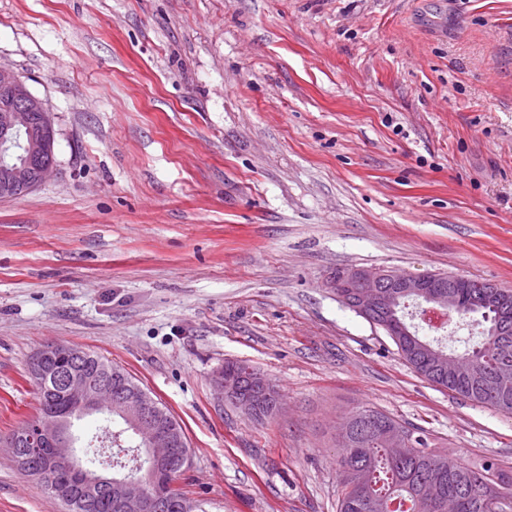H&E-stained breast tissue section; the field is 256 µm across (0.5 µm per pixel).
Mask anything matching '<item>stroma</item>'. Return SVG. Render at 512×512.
Instances as JSON below:
<instances>
[{"instance_id":"1","label":"stroma","mask_w":512,"mask_h":512,"mask_svg":"<svg viewBox=\"0 0 512 512\" xmlns=\"http://www.w3.org/2000/svg\"><path fill=\"white\" fill-rule=\"evenodd\" d=\"M0 66L53 112L58 160L0 200V435L63 343L176 417L201 512H336L362 407L512 473V415L419 376L324 286L512 289V0H0ZM228 361L277 413L217 398ZM0 512L65 509L2 451ZM248 374L241 372L240 370L229 373L224 372V368H220L213 375V387L221 399L224 401L225 396H237L239 393V387L241 380L244 378H250L254 384L255 389L261 393H267L269 390H273V385L261 374L253 373L251 369H248Z\"/></svg>"}]
</instances>
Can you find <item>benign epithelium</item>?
Listing matches in <instances>:
<instances>
[{"label":"benign epithelium","mask_w":512,"mask_h":512,"mask_svg":"<svg viewBox=\"0 0 512 512\" xmlns=\"http://www.w3.org/2000/svg\"><path fill=\"white\" fill-rule=\"evenodd\" d=\"M0 96L10 101L8 105L0 106V153L5 155L0 160V197L14 198L34 190L56 171L57 163L44 158L54 138L55 122L44 100L34 95L13 70L2 66ZM327 287L347 289L343 300L349 308L369 321L376 314H382L381 325L388 335L408 338L410 333L397 316L396 306L400 299L410 297L438 315H452L462 308L464 289L470 284L467 278L459 276L445 279L435 274L412 276L380 268H346L329 276ZM483 304L499 312L496 337L491 340L490 349L506 359L512 352V311L498 290L485 296ZM421 351L426 359L439 364L448 373V378L459 376V356L452 353L436 355L425 347ZM84 360L83 353L71 351L64 355L52 373V380L62 390L69 406L80 416L116 413L135 432L147 434L148 448L143 456L150 471L161 473L187 468L188 452L161 426L151 399L113 383L112 373L106 369L100 373L96 385H88L84 379ZM246 377L262 393L273 389V385L258 373L245 374L239 370L229 373L222 368L213 375V387L219 396L233 397L238 395L241 380ZM73 426L74 421H69L61 435L59 416L45 413L15 432L0 436V447L8 449L14 458L21 448L37 454L47 440L58 436L60 440L52 451L51 468L39 472L41 482L52 491L67 496L76 487L87 494L103 490L115 512L168 510V498L146 495L141 489V480L115 477L88 467L74 447Z\"/></svg>","instance_id":"obj_1"}]
</instances>
